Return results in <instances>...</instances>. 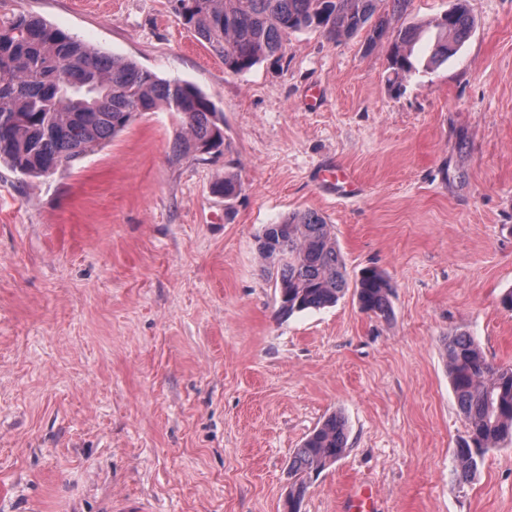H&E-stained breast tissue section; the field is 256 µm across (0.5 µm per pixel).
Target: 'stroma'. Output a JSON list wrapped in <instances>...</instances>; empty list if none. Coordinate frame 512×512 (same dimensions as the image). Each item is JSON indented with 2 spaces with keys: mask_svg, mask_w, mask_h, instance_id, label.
Instances as JSON below:
<instances>
[{
  "mask_svg": "<svg viewBox=\"0 0 512 512\" xmlns=\"http://www.w3.org/2000/svg\"><path fill=\"white\" fill-rule=\"evenodd\" d=\"M466 7L470 38L416 73L388 39L307 30L230 74L170 0H0L224 115L207 160L174 159L160 109L51 178L0 166V512H283L295 448L334 413L349 449L302 512L353 484L379 512H512V441L453 475L448 337L512 364V0ZM336 166L354 193L322 181ZM305 210L349 279L387 275L389 316L350 292L280 315L258 238Z\"/></svg>",
  "mask_w": 512,
  "mask_h": 512,
  "instance_id": "35a3bbf8",
  "label": "stroma"
}]
</instances>
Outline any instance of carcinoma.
<instances>
[{
  "label": "carcinoma",
  "mask_w": 512,
  "mask_h": 512,
  "mask_svg": "<svg viewBox=\"0 0 512 512\" xmlns=\"http://www.w3.org/2000/svg\"><path fill=\"white\" fill-rule=\"evenodd\" d=\"M385 0H171L184 26L224 62L231 74L279 58L288 35L319 30L330 38L368 31L387 35ZM465 0L433 21L437 40L428 64L456 54L473 31ZM418 28L396 31L390 65L416 70ZM162 107L176 114L174 157L201 156L224 146V117L196 86L158 78L132 60L107 57L34 14L0 21V163L22 179L49 178L95 152L137 117ZM240 189L226 175L214 192L229 199ZM264 271L284 315L334 305L349 289L346 263L331 225L316 212L296 211L259 236ZM360 308L391 312L392 285L376 268L354 282ZM448 374L466 426L455 450V471L468 481L485 455L512 438V366H494L465 332L445 344ZM348 449L345 421L334 414L315 428L289 462L288 512H300L311 480Z\"/></svg>",
  "instance_id": "1"
}]
</instances>
